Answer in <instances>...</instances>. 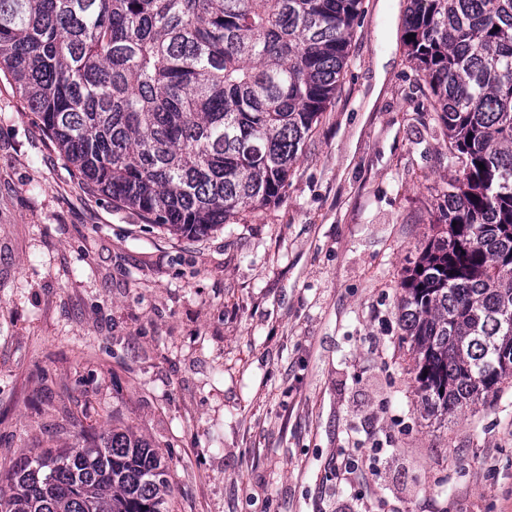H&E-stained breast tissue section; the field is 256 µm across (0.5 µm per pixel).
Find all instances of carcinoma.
<instances>
[{"mask_svg":"<svg viewBox=\"0 0 512 512\" xmlns=\"http://www.w3.org/2000/svg\"><path fill=\"white\" fill-rule=\"evenodd\" d=\"M409 2L405 45L452 176L398 321L424 409L448 420L512 378V0ZM361 3L0 0V72L88 183L196 237L285 193ZM9 480L0 512H170L163 457L119 426L26 455Z\"/></svg>","mask_w":512,"mask_h":512,"instance_id":"1","label":"carcinoma"}]
</instances>
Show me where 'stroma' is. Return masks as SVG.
<instances>
[{
  "mask_svg": "<svg viewBox=\"0 0 512 512\" xmlns=\"http://www.w3.org/2000/svg\"><path fill=\"white\" fill-rule=\"evenodd\" d=\"M407 6L362 0L285 195L193 238L91 190L0 79V463L119 423L164 456L173 512H512V381L438 423L399 341L448 179Z\"/></svg>",
  "mask_w": 512,
  "mask_h": 512,
  "instance_id": "1",
  "label": "stroma"
}]
</instances>
